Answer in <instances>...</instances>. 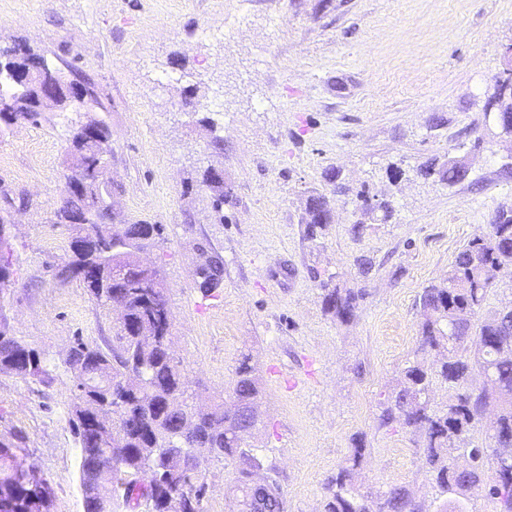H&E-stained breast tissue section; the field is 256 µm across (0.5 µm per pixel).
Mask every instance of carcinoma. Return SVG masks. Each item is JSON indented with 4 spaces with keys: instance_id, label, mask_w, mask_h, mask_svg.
I'll return each mask as SVG.
<instances>
[{
    "instance_id": "cac0c4a2",
    "label": "carcinoma",
    "mask_w": 512,
    "mask_h": 512,
    "mask_svg": "<svg viewBox=\"0 0 512 512\" xmlns=\"http://www.w3.org/2000/svg\"><path fill=\"white\" fill-rule=\"evenodd\" d=\"M38 66H48L43 56L25 44L0 51V83L14 84L13 77ZM17 99L19 111L9 121L38 124L44 116L27 111L18 88L0 101ZM485 109L512 110V85L501 83L488 96ZM440 181L452 185L467 175L466 167L450 159L436 171ZM197 187L209 192L219 223H224V205L233 195L224 182L207 168ZM326 201L311 198L309 231L321 224ZM56 223L68 225L70 259L59 277L76 281L86 289L95 306L110 308L119 299L123 321L113 326V335L100 341L75 338L62 364L71 373L76 388L84 380L94 387L78 394L71 404L69 422L81 450L80 481L83 498L96 501L94 512H112V498L120 496L133 508L145 512H203L206 493L203 469L190 471L170 455L174 447L199 457V465L211 461L237 464L231 491L240 498L242 512H284L277 480L258 481L262 466L252 439L263 427L231 413L234 403L243 407L259 399L261 387L250 356L243 355L236 368L229 397L215 395L204 401L183 379L179 362L170 354V343L160 334L162 319L170 315L167 288L144 301L138 294L136 257L118 256L114 246L124 240H146L153 247L162 240L163 225L142 220L113 223L109 208L97 207L94 191L66 199L55 212ZM198 256L196 285L210 296L224 287V263L206 239L194 244ZM512 269V206H501L487 230L473 235L458 252L442 281L424 288L420 296L423 319L419 325L418 352L441 356L437 367L418 362L408 365L383 403L382 428L400 425L419 434L427 473L439 494L445 497L442 512H468L461 498L477 490L498 506L497 512H512V480L499 470L491 479L489 470L498 449L512 448V300L492 313L483 309L499 274ZM323 303L336 318L354 316L361 293L322 283ZM0 373L31 379L44 387L55 381V369L36 349L0 327ZM483 378L471 386L474 374ZM450 392L448 404L434 406L435 391ZM495 400L499 417L494 432L476 442L471 432L481 420L487 401ZM96 413L112 415L124 427L119 440L112 433L96 438L85 423ZM13 444L0 439V512H48L51 488L42 480L32 484L24 502L15 498L14 487L26 479L27 468L17 463ZM468 453L469 468L457 465L456 455ZM365 459V448L356 445L336 474L325 484L323 512H420L413 491L395 485L385 491L365 490L356 484V471Z\"/></svg>"
}]
</instances>
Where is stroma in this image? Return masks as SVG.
<instances>
[{
    "mask_svg": "<svg viewBox=\"0 0 512 512\" xmlns=\"http://www.w3.org/2000/svg\"><path fill=\"white\" fill-rule=\"evenodd\" d=\"M0 0V50L23 43L89 78L103 109L52 112L0 132V213L13 278L0 315L13 336L61 363L75 337L113 319L63 282L69 231L54 213L74 128L112 131L115 222L163 227L149 252L165 273L173 348L200 395L229 393L242 355L262 387L255 444L285 512H322L324 483L363 438L361 485H406L438 512L410 430L380 427L415 359L418 297L459 249L512 204V142L482 139V111L512 44V0ZM225 34L217 43L215 34ZM173 80L158 86L161 74ZM224 143L222 153L210 147ZM463 160L447 186L422 168ZM223 169L234 203L216 221L188 188ZM388 201L367 216L361 195ZM332 223L308 232L306 202ZM224 261V286H195L193 244ZM361 291L339 321L321 284ZM70 373L44 387L0 374V438L49 483L48 512H83ZM231 463L205 471V512H238Z\"/></svg>",
    "mask_w": 512,
    "mask_h": 512,
    "instance_id": "1",
    "label": "stroma"
}]
</instances>
